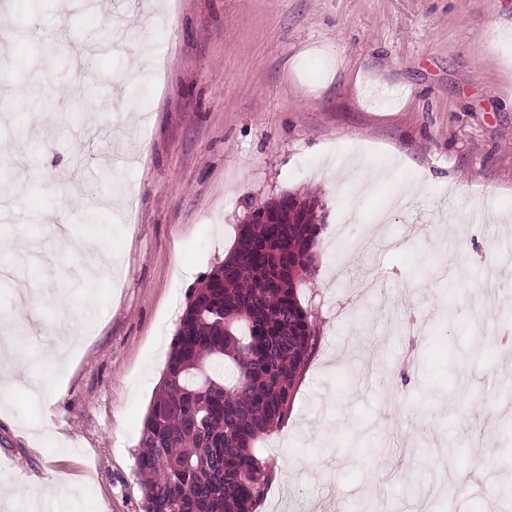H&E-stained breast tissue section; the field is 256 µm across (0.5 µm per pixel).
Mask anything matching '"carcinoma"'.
<instances>
[{"label": "carcinoma", "instance_id": "1", "mask_svg": "<svg viewBox=\"0 0 512 512\" xmlns=\"http://www.w3.org/2000/svg\"><path fill=\"white\" fill-rule=\"evenodd\" d=\"M316 209L242 224L179 319L135 457L146 512H255L271 469L255 442L288 412L318 336L297 298Z\"/></svg>", "mask_w": 512, "mask_h": 512}]
</instances>
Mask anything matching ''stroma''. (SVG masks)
Wrapping results in <instances>:
<instances>
[{"mask_svg":"<svg viewBox=\"0 0 512 512\" xmlns=\"http://www.w3.org/2000/svg\"><path fill=\"white\" fill-rule=\"evenodd\" d=\"M111 2L0 15V90L50 108L0 99V179L39 175L0 214V317L46 354L0 388V512L57 474L59 512H144L136 447L191 293L253 208L309 191L318 343L255 445L261 512H512V294L486 288L512 278V0ZM357 158L387 169L343 175ZM20 233L49 265L17 263ZM89 302L57 362V307Z\"/></svg>","mask_w":512,"mask_h":512,"instance_id":"obj_1","label":"stroma"}]
</instances>
